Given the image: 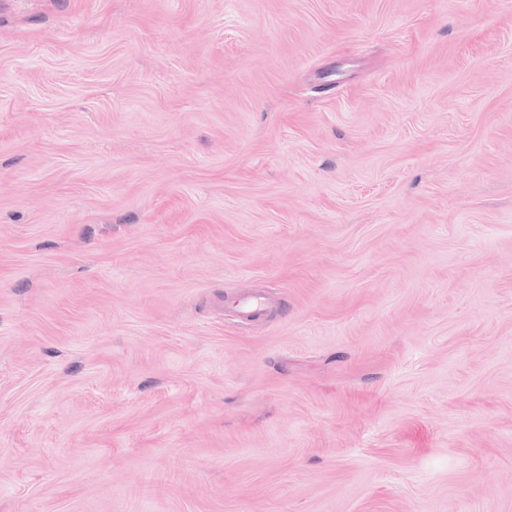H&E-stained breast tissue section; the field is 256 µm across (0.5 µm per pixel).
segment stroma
Segmentation results:
<instances>
[{"instance_id":"stroma-1","label":"stroma","mask_w":512,"mask_h":512,"mask_svg":"<svg viewBox=\"0 0 512 512\" xmlns=\"http://www.w3.org/2000/svg\"><path fill=\"white\" fill-rule=\"evenodd\" d=\"M0 512H512V0H0Z\"/></svg>"}]
</instances>
